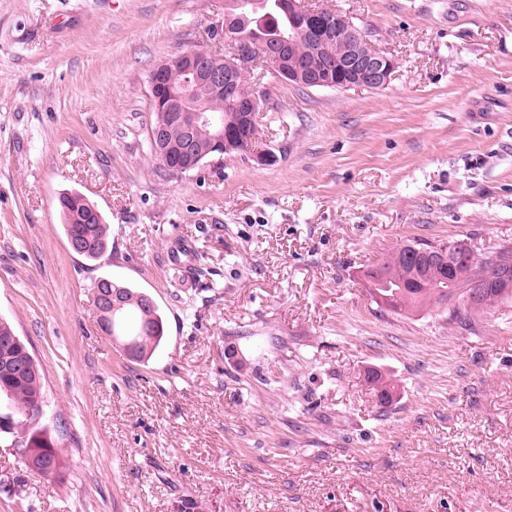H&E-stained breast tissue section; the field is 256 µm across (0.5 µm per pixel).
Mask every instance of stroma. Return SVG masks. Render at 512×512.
Masks as SVG:
<instances>
[{
	"label": "stroma",
	"mask_w": 512,
	"mask_h": 512,
	"mask_svg": "<svg viewBox=\"0 0 512 512\" xmlns=\"http://www.w3.org/2000/svg\"><path fill=\"white\" fill-rule=\"evenodd\" d=\"M323 2L389 84L265 77L248 149L176 176L149 75L224 0H0V319L66 464L45 479L1 439L0 512H512V306L464 330L358 277L408 241L512 247V0ZM66 191L102 258L71 249ZM103 278L157 304L150 358L101 333ZM59 197L58 208L71 249L89 260L103 256L109 248V235L101 213L80 193H63ZM10 340L4 341V359L6 363L12 361V368L15 371L18 370H28L29 361H33V358L29 351L27 350L25 344L21 341V339L10 331Z\"/></svg>",
	"instance_id": "35a3bbf8"
}]
</instances>
